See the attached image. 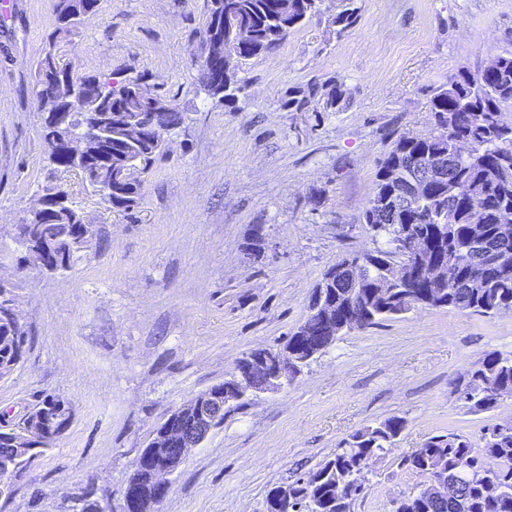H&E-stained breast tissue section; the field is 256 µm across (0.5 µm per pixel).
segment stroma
<instances>
[{
    "instance_id": "obj_1",
    "label": "stroma",
    "mask_w": 512,
    "mask_h": 512,
    "mask_svg": "<svg viewBox=\"0 0 512 512\" xmlns=\"http://www.w3.org/2000/svg\"><path fill=\"white\" fill-rule=\"evenodd\" d=\"M337 34L338 0L253 59L234 100L190 87L205 0H99L71 35L76 74L145 72L183 111L132 215L114 211L72 172L57 178L105 247L70 271L22 276L23 362L0 381V411L64 398V434L16 478L0 512H69L93 489L120 507L129 474L173 411L223 382L235 361L283 343L305 320L324 270L371 247L357 217L386 135H422L431 90L465 65L512 50V0H358ZM55 27L52 0H0V227L19 222L44 183L48 147L33 92ZM336 89L339 107L289 109L295 88ZM265 240L251 245L254 231ZM512 355V314L419 310L337 337L303 375L225 416L171 476L159 512H266L269 490L332 458L349 434L405 420L368 473L353 512H391L421 483L400 458L430 437L479 439L512 420V398L471 413L455 379L485 353Z\"/></svg>"
}]
</instances>
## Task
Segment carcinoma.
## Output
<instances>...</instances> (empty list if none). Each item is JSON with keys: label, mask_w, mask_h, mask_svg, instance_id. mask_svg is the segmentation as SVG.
Returning <instances> with one entry per match:
<instances>
[{"label": "carcinoma", "mask_w": 512, "mask_h": 512, "mask_svg": "<svg viewBox=\"0 0 512 512\" xmlns=\"http://www.w3.org/2000/svg\"><path fill=\"white\" fill-rule=\"evenodd\" d=\"M99 0H54L55 29L47 37L48 43L56 41L61 33L71 34L69 17L81 10L94 12ZM207 11L204 30L199 36L195 54L204 51V37L219 28L223 22L241 23L251 28L253 38L248 45L232 54L228 74L224 78V93L210 95L222 102L240 89L239 74L247 62L278 47L289 33L301 27L320 13V0H233L231 15L224 16V0H206ZM342 11L335 23L343 33L357 24L359 18L356 0H341ZM43 50L35 69L34 95H39L41 73L51 71L66 84V91L76 93L77 88L89 81H98L105 97L96 106L80 101H60L50 107L42 123L43 137L49 142L62 134L92 138L97 126L84 120V112L100 113V121L123 125L134 111L117 109L116 99L135 95L147 96L158 104L152 113L150 125L144 136L128 145L112 146V167H126L136 177L116 188L121 202L114 208L131 213L143 200V182L165 152L156 149L153 139L168 136L181 128L184 112L158 94L143 72L127 74L120 79L94 74L79 76L71 63L63 58L48 56ZM498 72L495 80L484 84L480 80L481 65L462 67L448 83L431 91L427 108L432 129L427 135L411 138L398 132L387 136L382 157L377 162L374 188L358 217L371 233L374 247L362 254L356 249L345 251L334 263L338 271L334 276H322L319 285L338 303L356 298L355 313L361 319L360 328L377 326L418 309L406 300L404 289L389 279L393 251L392 239L401 227L391 221L387 206L405 196L406 187L395 178L396 171L409 170L418 161L428 169L436 182L428 194L413 199L416 223L411 234L427 239L444 248L450 255L448 276L438 289L436 302L423 309H455L471 314L494 316L512 310V233H502V225L512 223V120L506 113L512 110V51L496 56ZM318 90L308 85L295 91L288 106L295 110L307 108L317 97ZM471 144L468 153L461 152L457 143ZM51 171H75L85 180H98L106 176L98 162H82L66 157H48ZM476 191L479 210L472 213L454 206L458 193ZM37 193L46 197L45 208L30 211L28 223L39 225V234L53 241L60 264L54 272L72 268L74 259L84 252L93 239L99 236L97 225L85 221L72 205L68 192L59 184L49 181L39 186ZM19 253V259L35 268L37 251L25 242L24 231L17 226L0 233V248ZM363 255L364 264L359 268L358 279L349 276L341 267L349 258ZM388 281V295L371 298L369 282ZM29 332L0 321V361L21 362ZM496 368L485 371L482 361L472 363L459 375L454 384L457 400L469 411L487 412L499 406L497 392L512 393V357L494 353ZM63 402L58 396L46 395L21 414L9 411L0 413V484L6 495L13 493V479L7 472L12 461V450L6 435L26 428L38 413L47 416L55 412L56 404ZM405 427L401 417H391L375 426L354 431L342 442L340 452L314 468L325 477L321 494L302 498L288 512H351L354 502L366 488L367 474L360 462L367 456L386 454L395 447ZM496 426H487L484 432L494 439L473 442L469 437L449 433L429 438L418 452L400 458L399 467L419 474L426 481H443L453 485L455 498H431L417 486L402 492L393 512H512V426L497 434ZM136 482L133 492L137 499L147 503L155 500L156 488L150 480L148 459L140 457L134 463ZM345 482L348 492L342 503L332 504L336 497L333 482ZM494 484L498 495L489 497L486 486ZM71 512H104L99 502L84 492L75 498Z\"/></svg>", "instance_id": "1"}]
</instances>
